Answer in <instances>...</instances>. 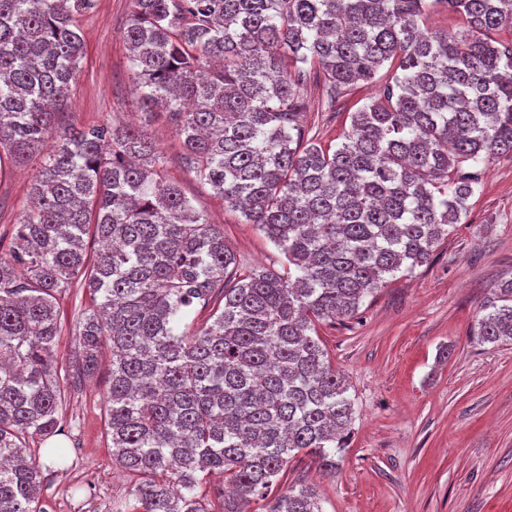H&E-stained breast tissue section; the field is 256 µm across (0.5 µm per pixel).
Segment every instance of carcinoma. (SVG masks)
I'll return each instance as SVG.
<instances>
[{"label":"carcinoma","instance_id":"1","mask_svg":"<svg viewBox=\"0 0 512 512\" xmlns=\"http://www.w3.org/2000/svg\"><path fill=\"white\" fill-rule=\"evenodd\" d=\"M435 3L464 29L423 33ZM94 4L0 0V178L45 153L0 256V512H44L26 441L63 431L71 377L94 375L105 348L107 436L136 475L133 512H243L226 485L263 512H322L306 484L275 492L300 455L336 472L352 432L316 326L429 265L479 166L512 152V38L497 37L512 0H131L143 116L165 108L196 180L284 256L245 270L145 126L59 128ZM312 63L333 95L382 82L335 148L301 124ZM87 237L105 248L88 254ZM75 287L91 304L63 373L57 295ZM196 307L199 327L185 322ZM481 311L480 342L512 340V282Z\"/></svg>","mask_w":512,"mask_h":512}]
</instances>
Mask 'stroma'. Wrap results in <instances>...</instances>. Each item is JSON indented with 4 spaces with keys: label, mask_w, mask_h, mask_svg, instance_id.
Masks as SVG:
<instances>
[{
    "label": "stroma",
    "mask_w": 512,
    "mask_h": 512,
    "mask_svg": "<svg viewBox=\"0 0 512 512\" xmlns=\"http://www.w3.org/2000/svg\"><path fill=\"white\" fill-rule=\"evenodd\" d=\"M129 0H96L79 19L85 55L70 87L61 126L147 122L166 155L167 174L196 209L224 227L246 267H277L282 256L240 213L203 187L181 163V147L164 112L144 119L124 40ZM359 85L335 106L318 68L301 92L304 125L322 145H338L355 111L380 90ZM38 162L0 179V255L29 205ZM512 280V155L484 168L469 208L429 265L400 273L365 299L352 319L317 328L331 363L349 385L354 431L336 476L308 458L293 461L282 486L313 485L323 512H512V342L483 344L473 334L482 305ZM60 365L75 357L72 329L88 305L83 291L59 296ZM448 348L447 362L437 360ZM109 353L92 378L69 385L62 434L31 444L44 465L47 512H127L133 475L112 460L105 395ZM60 448L55 459L50 449Z\"/></svg>",
    "instance_id": "obj_1"
}]
</instances>
